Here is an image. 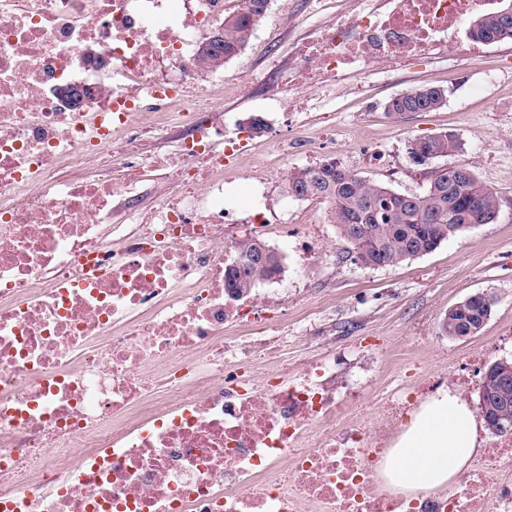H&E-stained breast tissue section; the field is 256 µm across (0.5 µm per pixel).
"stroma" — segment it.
<instances>
[{
    "mask_svg": "<svg viewBox=\"0 0 512 512\" xmlns=\"http://www.w3.org/2000/svg\"><path fill=\"white\" fill-rule=\"evenodd\" d=\"M423 86L447 89L445 106L387 112L395 95ZM332 108L331 158L345 169L402 193H422L432 168L413 162L409 144L448 132L461 148L445 164L467 165L499 200L494 222L457 233L431 254L397 267H362L329 222L328 202L296 200L284 191L290 170L316 162L302 146L284 157L273 154L274 140L292 135L287 113L268 108L255 88L224 100L225 137L235 136L249 117L265 123L225 186L237 210L233 239L257 235L277 251L284 267L277 285L288 291L280 316L288 342L257 365L256 375L284 368L297 376L329 360L337 391L353 388L369 399L359 421L374 430L380 400L401 372L418 368L447 379L472 357L485 366L512 361V40L493 66L451 49L439 62L420 61L386 82L367 76L361 95L341 92ZM260 171L261 183L255 179ZM257 194L266 206L260 234L251 225ZM478 292L495 298L482 330L462 339L445 336L441 322L448 309Z\"/></svg>",
    "mask_w": 512,
    "mask_h": 512,
    "instance_id": "obj_1",
    "label": "stroma"
}]
</instances>
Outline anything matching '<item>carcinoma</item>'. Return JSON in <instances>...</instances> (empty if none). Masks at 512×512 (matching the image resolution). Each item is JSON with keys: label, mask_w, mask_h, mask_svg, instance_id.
Masks as SVG:
<instances>
[{"label": "carcinoma", "mask_w": 512, "mask_h": 512, "mask_svg": "<svg viewBox=\"0 0 512 512\" xmlns=\"http://www.w3.org/2000/svg\"><path fill=\"white\" fill-rule=\"evenodd\" d=\"M245 8L224 18V45L210 44L200 53L208 69L221 68L244 49L256 23L266 12L268 0H244ZM470 33L484 40L512 38V10L499 7L475 18ZM446 90L420 87L406 91L388 102L386 110L433 112L446 102ZM418 153L429 159L448 156L461 149L459 140L448 133L415 140ZM450 170L434 172L421 194H404L380 183L370 182L325 161L316 166L290 171L288 196L297 199L322 198L330 204L328 218L341 239L352 248L354 261L366 268L396 267L435 251L457 233L489 224L498 212V198L488 191L475 173H460L455 186L448 185ZM252 241L238 247L234 264L224 271L225 287L238 297L250 295L256 283L269 280L283 270L278 253L266 259L251 257ZM490 312L481 299L468 297L445 315L441 331L450 336L478 334ZM483 401L491 432L504 433L503 424H512V381L501 377L500 366L488 371Z\"/></svg>", "instance_id": "cac0c4a2"}]
</instances>
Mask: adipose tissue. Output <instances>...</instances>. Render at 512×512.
<instances>
[{
	"mask_svg": "<svg viewBox=\"0 0 512 512\" xmlns=\"http://www.w3.org/2000/svg\"><path fill=\"white\" fill-rule=\"evenodd\" d=\"M477 417L456 390L448 388L415 413L387 457L382 475L403 492L449 486L479 448Z\"/></svg>",
	"mask_w": 512,
	"mask_h": 512,
	"instance_id": "ef3b65f1",
	"label": "adipose tissue"
}]
</instances>
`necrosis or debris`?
Wrapping results in <instances>:
<instances>
[{"label":"necrosis or debris","instance_id":"1","mask_svg":"<svg viewBox=\"0 0 512 512\" xmlns=\"http://www.w3.org/2000/svg\"><path fill=\"white\" fill-rule=\"evenodd\" d=\"M304 4L287 56L230 79L198 56L242 0H0V512H512V436L456 487L406 496L380 474L391 433L337 426L351 405L327 362L252 375L283 339L282 291L246 332L224 286L246 137L217 145L222 99L251 85L301 112L304 87L331 101L451 47L489 60L462 26L498 0ZM68 87L94 96L75 110ZM149 133L175 151L143 154ZM103 152L110 168L80 176ZM150 174L172 189L146 208ZM440 385L400 387L387 422Z\"/></svg>","mask_w":512,"mask_h":512}]
</instances>
